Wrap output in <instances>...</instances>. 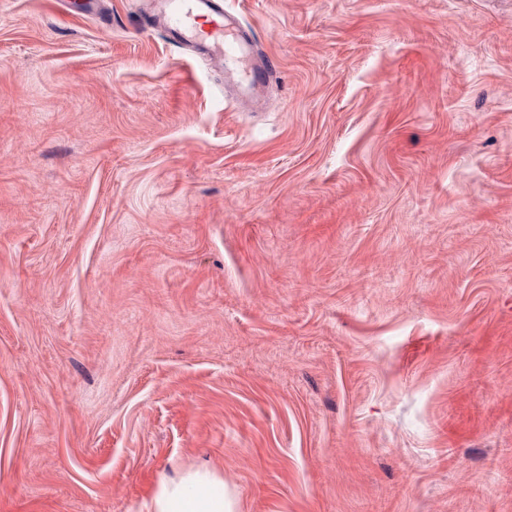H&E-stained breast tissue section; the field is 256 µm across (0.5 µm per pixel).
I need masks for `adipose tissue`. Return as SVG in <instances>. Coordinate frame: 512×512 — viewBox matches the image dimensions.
Returning a JSON list of instances; mask_svg holds the SVG:
<instances>
[{"mask_svg":"<svg viewBox=\"0 0 512 512\" xmlns=\"http://www.w3.org/2000/svg\"><path fill=\"white\" fill-rule=\"evenodd\" d=\"M222 479L207 465L162 478L145 512H231Z\"/></svg>","mask_w":512,"mask_h":512,"instance_id":"ef3b65f1","label":"adipose tissue"}]
</instances>
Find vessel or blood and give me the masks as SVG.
Instances as JSON below:
<instances>
[{
  "instance_id": "vessel-or-blood-1",
  "label": "vessel or blood",
  "mask_w": 512,
  "mask_h": 512,
  "mask_svg": "<svg viewBox=\"0 0 512 512\" xmlns=\"http://www.w3.org/2000/svg\"><path fill=\"white\" fill-rule=\"evenodd\" d=\"M143 16L149 29L161 30L169 43L191 49L224 72L228 81L255 89L268 86L276 70L273 58L259 55L238 16L223 0H151Z\"/></svg>"
}]
</instances>
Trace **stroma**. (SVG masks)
<instances>
[{"label":"stroma","instance_id":"35a3bbf8","mask_svg":"<svg viewBox=\"0 0 512 512\" xmlns=\"http://www.w3.org/2000/svg\"><path fill=\"white\" fill-rule=\"evenodd\" d=\"M0 0V512H512V0ZM150 2L154 9L143 16L146 28L161 30L172 45L191 49L201 59L219 68L227 77V84L236 81L250 89L268 86L276 70V61L255 50L240 19L224 8L222 0ZM220 487L222 490H219ZM146 512H231L224 481L207 465L183 471L157 484Z\"/></svg>","mask_w":512,"mask_h":512}]
</instances>
